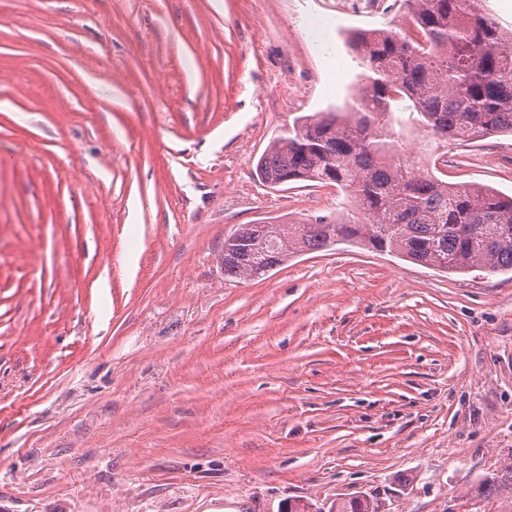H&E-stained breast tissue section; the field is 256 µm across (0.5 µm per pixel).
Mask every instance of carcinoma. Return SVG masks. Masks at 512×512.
I'll use <instances>...</instances> for the list:
<instances>
[{
    "mask_svg": "<svg viewBox=\"0 0 512 512\" xmlns=\"http://www.w3.org/2000/svg\"><path fill=\"white\" fill-rule=\"evenodd\" d=\"M414 33L357 32L349 46L365 84L344 112L297 118L255 165L271 187L311 182L349 193L358 219L325 216L300 224H241L224 238V277L254 279L295 254L339 242L390 252L443 273H512V196L450 183L403 160L383 118L407 112L439 141L512 133V37L474 0H405ZM512 500V458L484 477L473 498ZM336 512H381L357 496Z\"/></svg>",
    "mask_w": 512,
    "mask_h": 512,
    "instance_id": "cac0c4a2",
    "label": "carcinoma"
}]
</instances>
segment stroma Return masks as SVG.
<instances>
[{"instance_id": "35a3bbf8", "label": "stroma", "mask_w": 512, "mask_h": 512, "mask_svg": "<svg viewBox=\"0 0 512 512\" xmlns=\"http://www.w3.org/2000/svg\"><path fill=\"white\" fill-rule=\"evenodd\" d=\"M0 0V512H494L512 457V274L347 244L228 279L241 224L332 216L255 163L364 83L402 0ZM421 171L512 195V135ZM505 492L512 504V458L501 464L495 473L484 477L478 483L473 491V499L490 503L500 499Z\"/></svg>"}]
</instances>
